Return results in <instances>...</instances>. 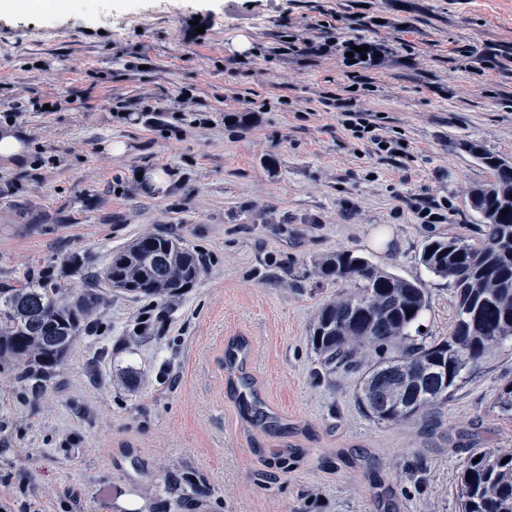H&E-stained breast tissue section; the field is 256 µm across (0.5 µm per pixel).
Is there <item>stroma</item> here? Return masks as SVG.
<instances>
[{
    "label": "stroma",
    "mask_w": 512,
    "mask_h": 512,
    "mask_svg": "<svg viewBox=\"0 0 512 512\" xmlns=\"http://www.w3.org/2000/svg\"><path fill=\"white\" fill-rule=\"evenodd\" d=\"M328 14L338 21L326 51L279 53L281 32L320 36ZM195 19L205 31L191 40ZM242 33L251 46L240 53ZM347 40L387 48L369 89H349ZM18 97L16 124L43 154L0 167V282L48 271L105 302L95 334L79 331L44 386L0 385V506L459 512L470 450L512 448V420L493 404L512 381V341L439 413L390 424L358 406L355 377L329 381L310 339L320 309L346 291L311 270L339 251L421 280V323L447 337L453 290L421 252L431 239L481 238L470 196L492 176L468 143L512 163V0H85L1 12L0 113ZM148 106L165 126L139 120ZM346 112L381 114L400 150L352 138ZM196 113L205 124H192ZM109 139L127 153L104 152ZM150 168L174 173L166 192L143 190L136 175ZM425 207L444 222L421 223ZM147 233L204 259L164 318L102 278L113 253ZM237 337L251 342L248 374L272 415L261 425L224 382ZM132 372L138 385L124 380ZM168 470L204 494L177 503Z\"/></svg>",
    "instance_id": "1"
}]
</instances>
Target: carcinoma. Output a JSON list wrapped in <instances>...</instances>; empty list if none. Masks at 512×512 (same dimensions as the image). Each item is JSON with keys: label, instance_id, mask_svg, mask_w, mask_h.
I'll list each match as a JSON object with an SVG mask.
<instances>
[{"label": "carcinoma", "instance_id": "cac0c4a2", "mask_svg": "<svg viewBox=\"0 0 512 512\" xmlns=\"http://www.w3.org/2000/svg\"><path fill=\"white\" fill-rule=\"evenodd\" d=\"M467 149L494 176L492 185L471 195V207L484 223L483 238L478 244L430 240L421 253V263L447 280L456 298L448 338L436 342L420 331L429 308L420 280L350 251L315 264L317 277L352 288L320 309L313 349L327 375H358V405L379 421L397 424L436 412L487 351L512 340V176L503 173L506 162L481 146L469 143ZM504 209L509 213L501 214ZM203 273L194 251L171 237L147 234L112 254L103 279L135 298L163 303L193 287ZM102 301L92 289L72 295L38 279L18 286L0 283V368L17 370L32 388H40ZM424 361L448 370L445 394L431 393L422 377ZM386 373L395 380L387 393L390 412L384 416L373 399L374 382ZM494 406L512 416V383L499 389ZM457 498L459 512H512V449L474 450L458 473Z\"/></svg>", "mask_w": 512, "mask_h": 512}]
</instances>
